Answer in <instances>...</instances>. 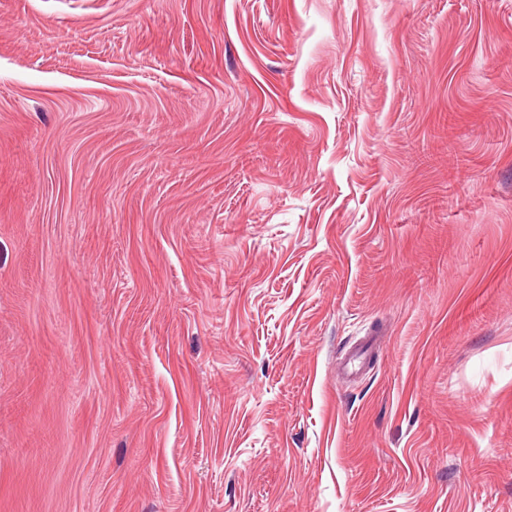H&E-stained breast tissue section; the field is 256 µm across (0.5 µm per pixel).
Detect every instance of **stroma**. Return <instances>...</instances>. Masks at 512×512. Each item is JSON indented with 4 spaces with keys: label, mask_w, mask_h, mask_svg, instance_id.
<instances>
[{
    "label": "stroma",
    "mask_w": 512,
    "mask_h": 512,
    "mask_svg": "<svg viewBox=\"0 0 512 512\" xmlns=\"http://www.w3.org/2000/svg\"><path fill=\"white\" fill-rule=\"evenodd\" d=\"M0 512H512V0H0Z\"/></svg>",
    "instance_id": "stroma-1"
}]
</instances>
